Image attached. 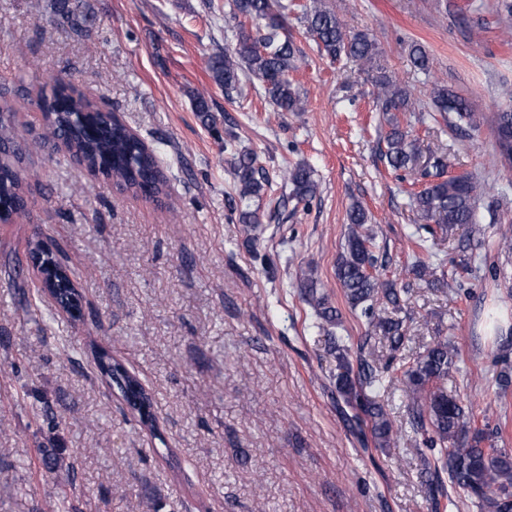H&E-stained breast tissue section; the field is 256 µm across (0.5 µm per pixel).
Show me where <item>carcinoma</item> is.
Segmentation results:
<instances>
[{
  "label": "carcinoma",
  "mask_w": 512,
  "mask_h": 512,
  "mask_svg": "<svg viewBox=\"0 0 512 512\" xmlns=\"http://www.w3.org/2000/svg\"><path fill=\"white\" fill-rule=\"evenodd\" d=\"M54 12L61 24H72L75 12L70 0H55ZM231 17L236 21V47L212 61V77L229 91L236 88L240 72L255 77L264 96L281 112L304 111L293 88L290 73L298 69V48L288 32V5L281 0H232ZM307 34L321 54L332 62L346 58L371 73L374 99L388 126L383 136V151L389 169L412 179L421 188L410 194L412 205L424 223L422 234L439 232L451 235L477 220L476 202L486 194L487 184L473 174L448 175V155L425 154L420 138L403 118L416 111L412 92L390 75L377 60L375 40L367 32L349 34L336 14L320 0L299 5ZM409 58L418 71L430 72L425 48L411 44ZM50 93H43L37 105L43 112L49 133L64 141V149L93 173L113 180L135 196L156 198L165 194L166 179L158 168L154 151L119 119L82 96L63 76L45 81ZM430 106L435 112L451 116L449 126L459 132L478 129L490 121L495 139V154L504 167L512 168V108L505 107L486 118L468 100L441 82L433 84ZM13 111L0 106V143L10 148L0 153V222H12L26 213L24 184L26 174L20 167ZM233 173L242 199L259 198L269 180L256 167L250 152L233 159ZM283 178L292 186V196L309 204L318 185L307 165L287 167ZM371 217L358 201L348 211L344 244L336 257V280L349 310L365 319V333L356 347L327 332L336 353V394L351 411L348 421L359 434L370 431L373 445L385 451L396 445L398 428L377 393L389 373L369 361L367 347L380 338L390 350L398 351L406 338L402 294L406 289L385 280L378 271L375 235L367 227ZM29 257L39 267L45 285L59 305L82 312V295L74 283V268L61 261L47 244L36 239L30 243ZM420 278L431 277L437 289L449 287L445 277L436 276L432 264L417 259L411 268ZM303 300L328 326L342 322V312L328 305L318 292L312 273L304 274ZM100 377L115 387L129 404L141 427L157 435L153 398L136 374L130 372L108 352L97 353ZM457 348L448 339H438L423 352L400 365L401 391L407 402L414 429L423 436L422 484L433 512L447 508V486L465 494L466 507L474 512H512V453L495 447L496 434L473 426V420L460 400L448 394V375L455 369Z\"/></svg>",
  "instance_id": "cac0c4a2"
}]
</instances>
